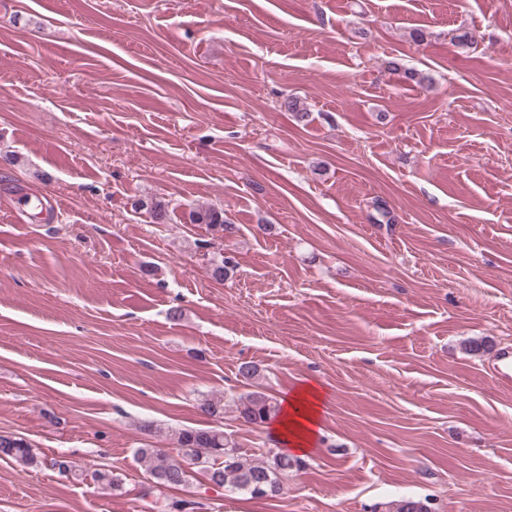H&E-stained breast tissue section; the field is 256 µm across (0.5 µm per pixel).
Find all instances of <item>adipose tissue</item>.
<instances>
[{
    "label": "adipose tissue",
    "instance_id": "1",
    "mask_svg": "<svg viewBox=\"0 0 512 512\" xmlns=\"http://www.w3.org/2000/svg\"><path fill=\"white\" fill-rule=\"evenodd\" d=\"M324 394L314 383L296 388L285 402L276 432L288 442L291 452L307 454L321 423Z\"/></svg>",
    "mask_w": 512,
    "mask_h": 512
}]
</instances>
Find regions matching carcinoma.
<instances>
[{
  "mask_svg": "<svg viewBox=\"0 0 512 512\" xmlns=\"http://www.w3.org/2000/svg\"><path fill=\"white\" fill-rule=\"evenodd\" d=\"M193 224H206L230 238L237 233L234 224L224 221V211L205 207L190 213ZM240 376L249 382L253 390L238 397H206L201 409L214 417H224L231 411L245 423L261 426L276 418L280 402L267 392L262 369L252 363L239 368ZM137 460L151 482L142 497L152 494L155 487L176 488L189 483L190 471L187 459H192L206 475L207 484L218 491L240 492L255 498L272 497L280 493L282 477L294 468V457L282 452H261L246 450L232 437L219 428H185L175 434V451L156 448L150 444L135 450ZM0 457L9 458L22 468L47 465L61 473L85 478L83 470L75 468L67 460L52 459L41 461L33 452L30 443L19 436L0 435ZM166 512H198L203 503L191 499H179L164 505ZM389 512H434L429 499L401 497L389 503Z\"/></svg>",
  "mask_w": 512,
  "mask_h": 512,
  "instance_id": "carcinoma-1",
  "label": "carcinoma"
}]
</instances>
